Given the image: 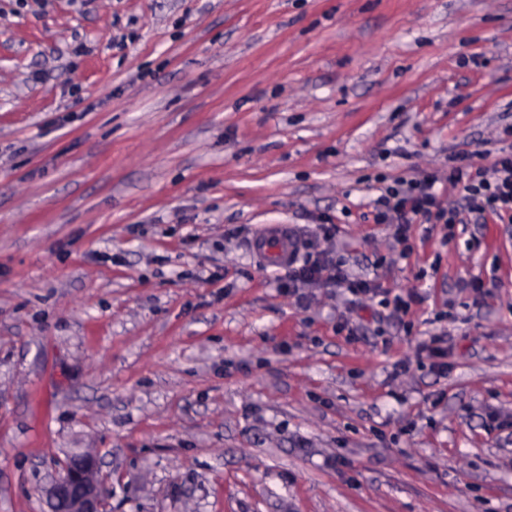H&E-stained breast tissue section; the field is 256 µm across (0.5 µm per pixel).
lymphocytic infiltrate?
<instances>
[{"label": "lymphocytic infiltrate", "mask_w": 512, "mask_h": 512, "mask_svg": "<svg viewBox=\"0 0 512 512\" xmlns=\"http://www.w3.org/2000/svg\"><path fill=\"white\" fill-rule=\"evenodd\" d=\"M447 176L430 172L422 178L394 180L385 186L377 200L378 223L389 225L397 243H405L415 224L455 226L461 212H492L512 223V144L498 149L489 167L475 166L469 156H450ZM462 192L458 205L445 204V187ZM276 281L289 294L320 285H342L355 296L370 294L373 286L367 280L352 276L343 264L327 258L300 254L287 269L276 273Z\"/></svg>", "instance_id": "lymphocytic-infiltrate-1"}]
</instances>
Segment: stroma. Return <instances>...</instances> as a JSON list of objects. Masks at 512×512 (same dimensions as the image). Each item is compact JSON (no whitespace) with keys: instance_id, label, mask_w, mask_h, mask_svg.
I'll return each mask as SVG.
<instances>
[{"instance_id":"stroma-1","label":"stroma","mask_w":512,"mask_h":512,"mask_svg":"<svg viewBox=\"0 0 512 512\" xmlns=\"http://www.w3.org/2000/svg\"><path fill=\"white\" fill-rule=\"evenodd\" d=\"M508 126L512 0H0V512H512V224L374 221ZM299 246L297 235L291 232L288 225L270 224L253 242L252 248L258 261L267 268H282L284 272H276L274 280L288 294L297 295L302 288L320 285H344L354 296L368 295L376 288L360 277H353L342 263H333L332 259L312 257L300 254L291 263ZM299 300L302 295H298ZM105 483L96 458L86 454L70 459L46 494L53 512H107Z\"/></svg>"}]
</instances>
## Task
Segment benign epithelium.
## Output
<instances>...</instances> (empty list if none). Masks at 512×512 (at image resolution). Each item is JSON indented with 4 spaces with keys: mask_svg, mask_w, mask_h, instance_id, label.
<instances>
[{
    "mask_svg": "<svg viewBox=\"0 0 512 512\" xmlns=\"http://www.w3.org/2000/svg\"><path fill=\"white\" fill-rule=\"evenodd\" d=\"M46 494L57 512H107L105 478L99 475L98 462L90 454L69 462Z\"/></svg>",
    "mask_w": 512,
    "mask_h": 512,
    "instance_id": "7a95c632",
    "label": "benign epithelium"
}]
</instances>
